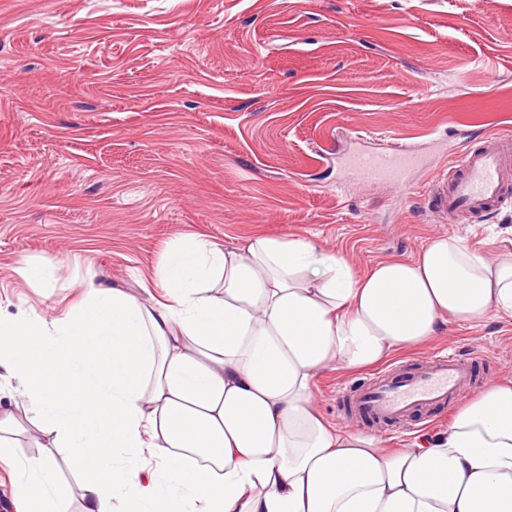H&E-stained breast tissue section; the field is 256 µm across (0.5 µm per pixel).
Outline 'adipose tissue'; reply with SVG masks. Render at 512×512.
Wrapping results in <instances>:
<instances>
[{
    "label": "adipose tissue",
    "instance_id": "obj_1",
    "mask_svg": "<svg viewBox=\"0 0 512 512\" xmlns=\"http://www.w3.org/2000/svg\"><path fill=\"white\" fill-rule=\"evenodd\" d=\"M161 299L87 283L78 307L0 320V373L19 382L42 456L15 462L21 512H66L51 480L68 449L81 512H512V377L447 430L390 450L327 422L314 390L437 336L442 322L512 318V255L439 234L355 273L297 237L162 257Z\"/></svg>",
    "mask_w": 512,
    "mask_h": 512
}]
</instances>
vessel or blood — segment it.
<instances>
[{
  "label": "vessel or blood",
  "instance_id": "obj_1",
  "mask_svg": "<svg viewBox=\"0 0 512 512\" xmlns=\"http://www.w3.org/2000/svg\"><path fill=\"white\" fill-rule=\"evenodd\" d=\"M419 162L416 149L399 144L380 153L359 154L348 165L357 174L404 188ZM512 193V136L494 137L462 151L434 180L430 196L443 222L457 223L460 212L482 214ZM473 382L471 363L456 351L435 354L404 372L390 368L373 373L350 406L361 418L378 423L407 421L415 413L451 405Z\"/></svg>",
  "mask_w": 512,
  "mask_h": 512
}]
</instances>
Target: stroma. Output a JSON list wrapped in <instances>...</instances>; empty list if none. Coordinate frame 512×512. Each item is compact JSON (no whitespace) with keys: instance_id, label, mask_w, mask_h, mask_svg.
<instances>
[{"instance_id":"stroma-1","label":"stroma","mask_w":512,"mask_h":512,"mask_svg":"<svg viewBox=\"0 0 512 512\" xmlns=\"http://www.w3.org/2000/svg\"><path fill=\"white\" fill-rule=\"evenodd\" d=\"M452 130L512 134V0H0V316L62 311L90 279L147 298L186 234L297 236L359 273L442 233L498 258L512 197L461 224L430 201ZM393 141L421 155L409 190L348 175ZM25 260L61 275L29 282ZM448 348L476 387L512 374V318L448 322L387 363ZM369 375L322 376L329 422L393 448L447 428L351 418L339 394Z\"/></svg>"}]
</instances>
